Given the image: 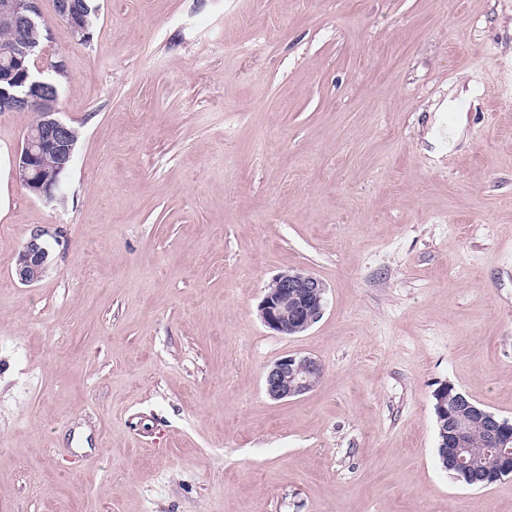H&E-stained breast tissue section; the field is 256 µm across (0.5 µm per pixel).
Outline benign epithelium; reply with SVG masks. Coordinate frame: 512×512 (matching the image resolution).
Masks as SVG:
<instances>
[{"mask_svg": "<svg viewBox=\"0 0 512 512\" xmlns=\"http://www.w3.org/2000/svg\"><path fill=\"white\" fill-rule=\"evenodd\" d=\"M41 0H0V20L21 31L44 21ZM84 0H55L56 14L68 20L73 33L81 28L76 19ZM20 55L19 66L0 72V112H27L40 107L33 130L27 132L14 160V175L18 183L34 199L52 200L60 185L57 174L70 168L74 157V140L67 123L58 117L55 84L35 77L22 66L23 58L39 57L42 45L20 41L16 45ZM52 162L56 176L45 175L44 165ZM44 233L33 232L21 250L22 259L15 265V275L24 285H33L46 273L50 251L43 240ZM276 288L266 292L260 306V317L265 326L281 336H292L308 329L321 315L324 306V283L305 270H291L274 278ZM323 375V366L310 356L285 355L266 372L264 384L268 397L278 401L300 397L311 391ZM438 413L443 421V446L448 461L465 465L469 418L473 406L461 393H452V386L444 384L435 390ZM489 447L500 450L504 471L512 470V420L498 418L481 411Z\"/></svg>", "mask_w": 512, "mask_h": 512, "instance_id": "1", "label": "benign epithelium"}]
</instances>
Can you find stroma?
<instances>
[{
	"instance_id": "35a3bbf8",
	"label": "stroma",
	"mask_w": 512,
	"mask_h": 512,
	"mask_svg": "<svg viewBox=\"0 0 512 512\" xmlns=\"http://www.w3.org/2000/svg\"><path fill=\"white\" fill-rule=\"evenodd\" d=\"M94 4L81 44L41 2L54 200L0 113V512H512L441 469L433 399L512 419V0ZM291 269L324 309L281 336ZM287 354L324 374L275 402ZM43 236L42 231H34L21 250L22 259L16 260L15 275L24 285L42 280L48 268L50 251ZM273 281L276 286L269 285L259 306L264 325L281 336L308 329L322 313L324 283L305 270L281 273Z\"/></svg>"
}]
</instances>
